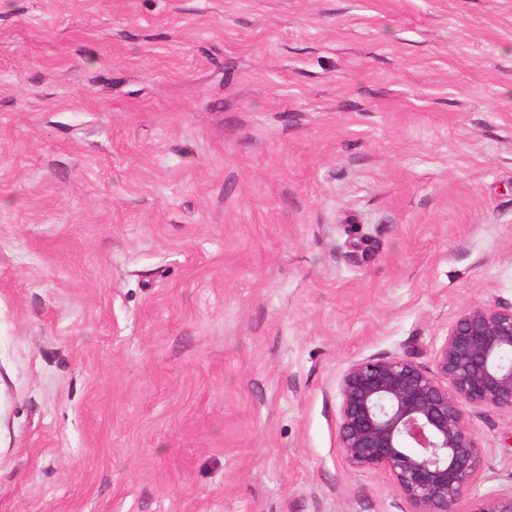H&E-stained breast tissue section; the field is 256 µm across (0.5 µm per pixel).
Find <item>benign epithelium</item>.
<instances>
[{
  "mask_svg": "<svg viewBox=\"0 0 512 512\" xmlns=\"http://www.w3.org/2000/svg\"><path fill=\"white\" fill-rule=\"evenodd\" d=\"M512 306L465 311L427 371L407 357L351 362L338 382L340 448L355 470H384L411 512H453L482 472L486 452L467 408L512 412ZM470 512H512V494Z\"/></svg>",
  "mask_w": 512,
  "mask_h": 512,
  "instance_id": "1",
  "label": "benign epithelium"
}]
</instances>
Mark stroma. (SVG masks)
Here are the masks:
<instances>
[{
    "instance_id": "obj_1",
    "label": "stroma",
    "mask_w": 512,
    "mask_h": 512,
    "mask_svg": "<svg viewBox=\"0 0 512 512\" xmlns=\"http://www.w3.org/2000/svg\"><path fill=\"white\" fill-rule=\"evenodd\" d=\"M489 304L512 0H0V512H409L337 382Z\"/></svg>"
}]
</instances>
